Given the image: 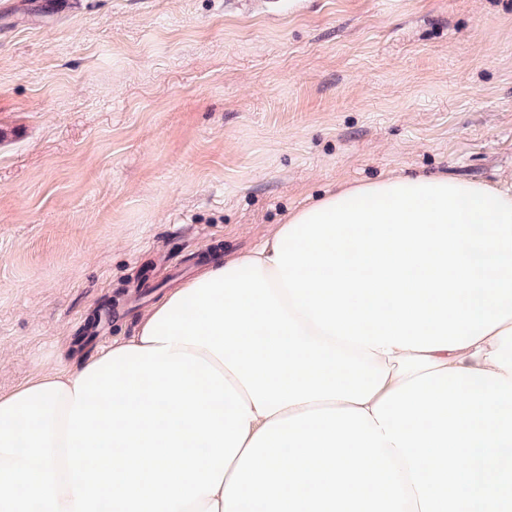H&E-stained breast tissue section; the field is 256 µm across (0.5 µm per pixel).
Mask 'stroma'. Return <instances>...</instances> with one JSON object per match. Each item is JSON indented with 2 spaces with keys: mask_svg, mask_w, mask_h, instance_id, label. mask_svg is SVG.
<instances>
[{
  "mask_svg": "<svg viewBox=\"0 0 512 512\" xmlns=\"http://www.w3.org/2000/svg\"><path fill=\"white\" fill-rule=\"evenodd\" d=\"M0 392L342 182L512 185V0H13Z\"/></svg>",
  "mask_w": 512,
  "mask_h": 512,
  "instance_id": "obj_1",
  "label": "stroma"
}]
</instances>
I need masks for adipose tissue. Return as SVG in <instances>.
Instances as JSON below:
<instances>
[{
    "mask_svg": "<svg viewBox=\"0 0 512 512\" xmlns=\"http://www.w3.org/2000/svg\"><path fill=\"white\" fill-rule=\"evenodd\" d=\"M512 328V190L344 183L164 295L78 370L0 394V512H223L271 420L372 410Z\"/></svg>",
    "mask_w": 512,
    "mask_h": 512,
    "instance_id": "adipose-tissue-1",
    "label": "adipose tissue"
}]
</instances>
